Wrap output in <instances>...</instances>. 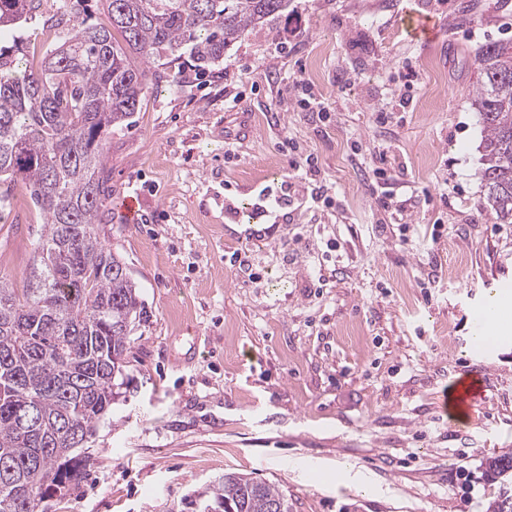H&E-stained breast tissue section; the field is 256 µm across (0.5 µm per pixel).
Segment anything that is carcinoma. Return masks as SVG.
I'll return each mask as SVG.
<instances>
[{
    "label": "carcinoma",
    "mask_w": 512,
    "mask_h": 512,
    "mask_svg": "<svg viewBox=\"0 0 512 512\" xmlns=\"http://www.w3.org/2000/svg\"><path fill=\"white\" fill-rule=\"evenodd\" d=\"M93 1L109 25L88 23ZM34 2L0 0V179L21 178L45 216L27 287L0 279V504L14 500L11 512H39L90 466L86 439L111 409L143 320L126 263L97 231L108 131L138 111L146 65L175 83L187 56L204 74L288 0H65L77 24L27 68ZM476 61L486 204L512 224V41L483 46ZM492 470L512 472V455L487 459L491 483ZM214 498L224 512H289L281 490L243 473L224 474Z\"/></svg>",
    "instance_id": "obj_1"
}]
</instances>
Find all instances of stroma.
Segmentation results:
<instances>
[{"mask_svg": "<svg viewBox=\"0 0 512 512\" xmlns=\"http://www.w3.org/2000/svg\"><path fill=\"white\" fill-rule=\"evenodd\" d=\"M61 7L40 0L30 62L63 38L46 25ZM411 11L440 21L436 40L409 36ZM510 22L512 0H289L205 75L190 68L169 87L147 73L133 125L113 129L106 153L113 197L137 196L141 221L109 204L99 226L147 319L91 466L48 512H199L227 472L275 484L291 512H487L499 487L484 462L512 454V326L482 350L472 336L490 292L512 294V224L483 206L471 93L478 50ZM411 70L404 119L379 121ZM296 80L329 121L287 94ZM286 139L317 156L311 185L329 204L290 195ZM380 165L411 199L406 223L376 204ZM273 180L290 215L267 242H240L225 198ZM43 225L26 186L0 180L12 287ZM475 377L485 385L463 411L445 409L452 385ZM343 463L368 488L323 480Z\"/></svg>", "mask_w": 512, "mask_h": 512, "instance_id": "stroma-1", "label": "stroma"}]
</instances>
